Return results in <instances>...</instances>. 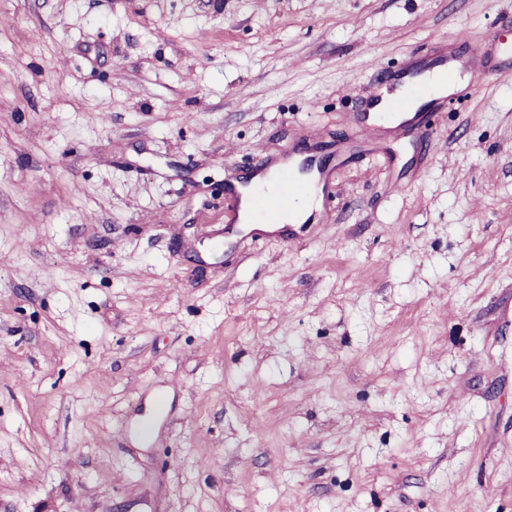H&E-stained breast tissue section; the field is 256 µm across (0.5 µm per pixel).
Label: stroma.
I'll list each match as a JSON object with an SVG mask.
<instances>
[{
  "instance_id": "35a3bbf8",
  "label": "stroma",
  "mask_w": 512,
  "mask_h": 512,
  "mask_svg": "<svg viewBox=\"0 0 512 512\" xmlns=\"http://www.w3.org/2000/svg\"><path fill=\"white\" fill-rule=\"evenodd\" d=\"M500 41L512 0H0V512H512ZM448 50L464 99L365 138ZM305 145L329 218L238 223ZM420 104L421 103L418 102L412 106L409 112L413 113H411L412 115L409 116L407 119H405L406 116L403 114H398L395 117H392L390 115H384V119L388 121L387 123H390L392 125H398L401 121L405 119L401 127L404 129L406 135L414 140L424 138L428 134L431 112H436L437 109L436 106L433 104V107L430 110H427L425 112H419V110H417L415 112V110L418 108ZM280 168L281 165H276L267 171L263 176H255L251 179L250 184L248 185L238 184V189L241 193V204L238 215V219L240 221L239 223L254 224L250 215L251 203L252 209L256 212H265L272 207V197L264 188L256 189L253 196L252 192L254 187L259 183L265 184L269 191H275L278 186L277 173Z\"/></svg>"
}]
</instances>
